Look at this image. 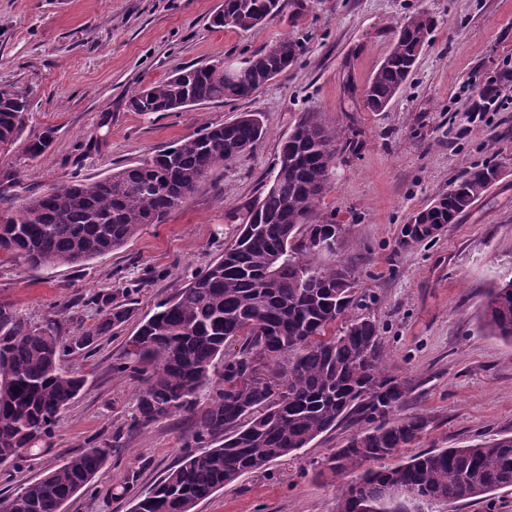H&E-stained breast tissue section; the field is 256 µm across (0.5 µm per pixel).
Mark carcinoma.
<instances>
[{
	"mask_svg": "<svg viewBox=\"0 0 512 512\" xmlns=\"http://www.w3.org/2000/svg\"><path fill=\"white\" fill-rule=\"evenodd\" d=\"M277 0H224L214 26L244 32L273 19ZM434 20L417 13L399 26L390 55L362 88L347 85L350 98L369 112L385 111L403 89ZM254 52L229 75L220 64L189 66L131 92L134 112H171L207 102L248 98L270 74L293 64L300 47L292 39ZM29 103L12 88H0V146L19 137ZM255 112L232 122L206 125L141 162L93 181L70 183L32 195L16 213H0V252L31 267L87 262L121 248L146 224L161 222L193 195L208 174L237 158L262 138ZM51 144V132L29 139L24 156L36 159ZM353 125L325 124L303 112L282 141L267 188L247 211L234 242L208 268L173 295L157 302L129 337L125 363L115 367L139 382L133 423L187 414L195 420L193 441L179 463L135 499L133 512H195L198 503L242 475L308 447L349 419L363 425L331 457L342 477L337 512H355L354 490L372 499L377 512H409L388 494L396 481L421 495L416 504L480 500L512 487V437L467 448H439L392 467L367 469L421 437L419 414L395 416L409 385L386 375L381 338L368 317L336 330V320L356 305L357 280L350 263L316 248L314 239L341 235L335 217L320 205L332 188L336 158L358 149ZM494 165L475 166L424 208L432 224H453L497 181ZM98 325L69 343L55 326L33 325L0 303V463H19L52 437L53 429L85 386L83 375L64 365L63 355L88 349L98 337L128 322L131 303L105 300ZM484 325L512 340V280L488 293ZM239 344L228 352L226 345ZM222 382L211 387L216 361ZM286 381L277 393L252 378L256 367ZM112 446L93 445L16 492L0 498V512H64V505L95 480Z\"/></svg>",
	"mask_w": 512,
	"mask_h": 512,
	"instance_id": "carcinoma-1",
	"label": "carcinoma"
}]
</instances>
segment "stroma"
Here are the masks:
<instances>
[{
    "instance_id": "35a3bbf8",
    "label": "stroma",
    "mask_w": 512,
    "mask_h": 512,
    "mask_svg": "<svg viewBox=\"0 0 512 512\" xmlns=\"http://www.w3.org/2000/svg\"><path fill=\"white\" fill-rule=\"evenodd\" d=\"M220 0H0V87L28 95L21 140L0 152L11 207L62 183L103 178L140 162L200 125L258 112L265 137L215 168L161 224L76 266L29 267L0 253V303L32 323L57 324L63 341L93 326V297L127 289L139 316L184 286L230 245L248 204L270 179L281 140L303 112L332 125L351 111L347 84L364 86L390 52L394 27L425 12L437 26L406 86L382 112L354 113L359 149L341 154L322 204L343 232L362 314L376 321L388 374L410 386L407 414L428 421L399 463L438 448L512 436V342L481 328L488 289L512 279V104L480 111L488 77L512 64V0H282L281 13L248 32L211 26ZM299 42L286 73L252 97L191 110L141 113L131 90L188 66L241 60L282 38ZM52 129L48 151L24 159L22 142ZM497 166L493 186L433 239L402 248V224L462 172ZM129 321L93 351L67 353L86 378L50 445L21 464L0 463V496L62 464L90 443L120 446L94 486L66 512H131L191 445L192 420L131 428L136 382L116 373ZM358 431L344 423L307 448L225 485L196 512H336L330 456Z\"/></svg>"
}]
</instances>
